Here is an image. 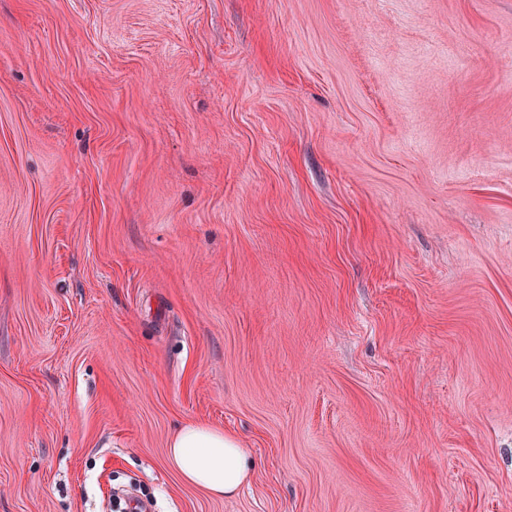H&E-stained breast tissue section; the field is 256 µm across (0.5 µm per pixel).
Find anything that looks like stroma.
I'll list each match as a JSON object with an SVG mask.
<instances>
[{
    "label": "stroma",
    "mask_w": 512,
    "mask_h": 512,
    "mask_svg": "<svg viewBox=\"0 0 512 512\" xmlns=\"http://www.w3.org/2000/svg\"><path fill=\"white\" fill-rule=\"evenodd\" d=\"M120 492L512 512V0H0V512ZM167 454L185 484L214 498L237 493L249 483L256 466L237 435L202 423L178 429Z\"/></svg>",
    "instance_id": "35a3bbf8"
}]
</instances>
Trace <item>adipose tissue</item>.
I'll return each instance as SVG.
<instances>
[{
	"label": "adipose tissue",
	"mask_w": 512,
	"mask_h": 512,
	"mask_svg": "<svg viewBox=\"0 0 512 512\" xmlns=\"http://www.w3.org/2000/svg\"><path fill=\"white\" fill-rule=\"evenodd\" d=\"M168 460L185 484L215 498L237 493L255 471L237 435L202 423L184 425L171 436Z\"/></svg>",
	"instance_id": "adipose-tissue-1"
}]
</instances>
